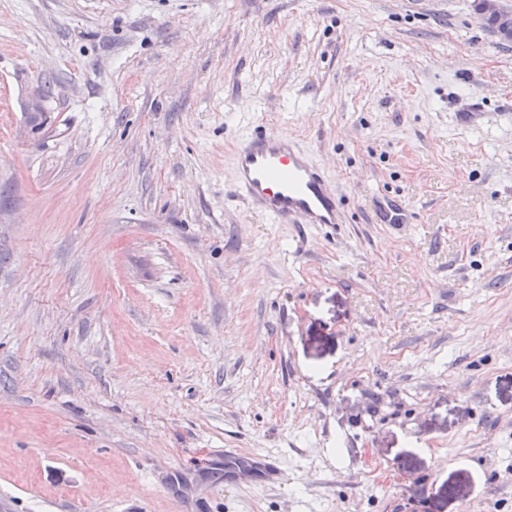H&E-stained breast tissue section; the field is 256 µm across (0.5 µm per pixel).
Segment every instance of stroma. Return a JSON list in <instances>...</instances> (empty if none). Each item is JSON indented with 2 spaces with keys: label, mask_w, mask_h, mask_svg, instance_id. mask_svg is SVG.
I'll list each match as a JSON object with an SVG mask.
<instances>
[{
  "label": "stroma",
  "mask_w": 512,
  "mask_h": 512,
  "mask_svg": "<svg viewBox=\"0 0 512 512\" xmlns=\"http://www.w3.org/2000/svg\"><path fill=\"white\" fill-rule=\"evenodd\" d=\"M257 128L335 231L232 193ZM0 512H512V44L473 0H0ZM376 216L379 224H386L392 229H402L413 219L405 204L390 197L376 199Z\"/></svg>",
  "instance_id": "obj_1"
}]
</instances>
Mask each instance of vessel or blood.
I'll list each match as a JSON object with an SVG mask.
<instances>
[{
  "label": "vessel or blood",
  "instance_id": "1",
  "mask_svg": "<svg viewBox=\"0 0 512 512\" xmlns=\"http://www.w3.org/2000/svg\"><path fill=\"white\" fill-rule=\"evenodd\" d=\"M234 191L276 224H320L335 228L344 211L335 185L311 153L285 133L256 130L233 154ZM380 223L401 229L413 216L401 201H376Z\"/></svg>",
  "mask_w": 512,
  "mask_h": 512
}]
</instances>
